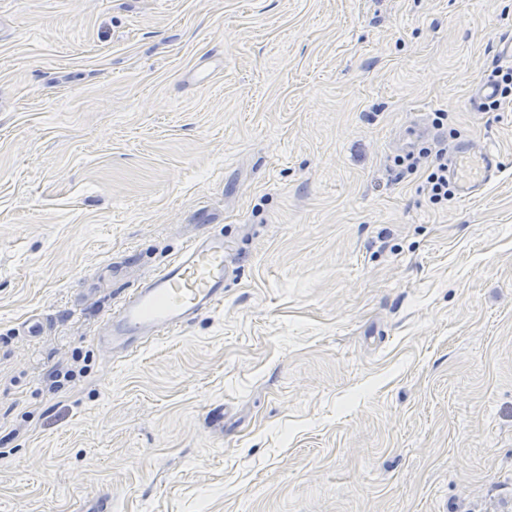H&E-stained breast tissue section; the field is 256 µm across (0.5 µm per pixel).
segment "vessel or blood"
<instances>
[{
    "label": "vessel or blood",
    "mask_w": 512,
    "mask_h": 512,
    "mask_svg": "<svg viewBox=\"0 0 512 512\" xmlns=\"http://www.w3.org/2000/svg\"><path fill=\"white\" fill-rule=\"evenodd\" d=\"M498 172L492 150L460 148L448 166L464 194L489 182ZM228 273L224 236L205 231L155 276L133 289L104 322L99 341L116 355L128 353L162 333L183 327L199 313L224 300Z\"/></svg>",
    "instance_id": "b4317fda"
}]
</instances>
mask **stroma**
Instances as JSON below:
<instances>
[{"mask_svg": "<svg viewBox=\"0 0 512 512\" xmlns=\"http://www.w3.org/2000/svg\"><path fill=\"white\" fill-rule=\"evenodd\" d=\"M512 0H0V512H512ZM498 176L429 203L417 128ZM219 310L104 319L204 227ZM489 77H491L489 80L491 84L482 85L479 91L480 97L486 99L494 95V86L497 89L496 96L483 104L484 110L488 112L495 111L500 108L501 101L497 99L498 96L506 98L512 94V69L503 71L500 67H494L491 70Z\"/></svg>", "mask_w": 512, "mask_h": 512, "instance_id": "obj_1", "label": "stroma"}]
</instances>
